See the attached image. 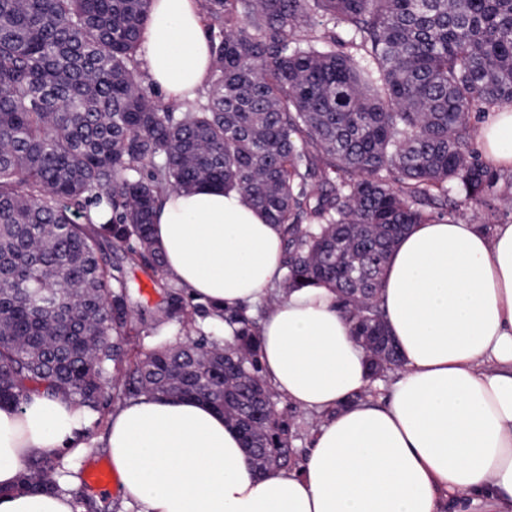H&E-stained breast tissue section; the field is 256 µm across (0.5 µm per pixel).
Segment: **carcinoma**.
Here are the masks:
<instances>
[{
	"instance_id": "cac0c4a2",
	"label": "carcinoma",
	"mask_w": 512,
	"mask_h": 512,
	"mask_svg": "<svg viewBox=\"0 0 512 512\" xmlns=\"http://www.w3.org/2000/svg\"><path fill=\"white\" fill-rule=\"evenodd\" d=\"M212 70L204 102L176 112L143 85L151 0H0V406L61 394L103 424L143 395L224 411L258 469L291 468L305 423L270 413L257 320L221 318L167 282L151 225L162 196L239 191L284 226L282 288L336 291L372 378L401 366L378 301L414 224L463 215L501 180L471 150L472 113L512 103V0H205ZM344 27L342 43L316 17ZM106 204L95 223L90 208ZM162 282L135 313L107 246ZM178 328V342L167 338ZM63 457H29L16 489L62 491ZM82 512H108L91 486Z\"/></svg>"
}]
</instances>
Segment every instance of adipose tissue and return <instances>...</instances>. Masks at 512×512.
Returning a JSON list of instances; mask_svg holds the SVG:
<instances>
[{
    "mask_svg": "<svg viewBox=\"0 0 512 512\" xmlns=\"http://www.w3.org/2000/svg\"><path fill=\"white\" fill-rule=\"evenodd\" d=\"M142 48L166 99L211 71L198 0H153ZM485 163L512 168V107L478 128ZM153 238L170 281L211 311L268 304L263 375L323 417L297 468L257 474L239 431L196 399L143 396L113 410L104 446L138 512H512V224L433 221L393 251L379 295L403 364L378 396L333 290L282 295L283 229L238 192L168 194ZM64 397L0 408V512H74L63 492L12 493L21 463L83 446Z\"/></svg>",
    "mask_w": 512,
    "mask_h": 512,
    "instance_id": "ef3b65f1",
    "label": "adipose tissue"
}]
</instances>
